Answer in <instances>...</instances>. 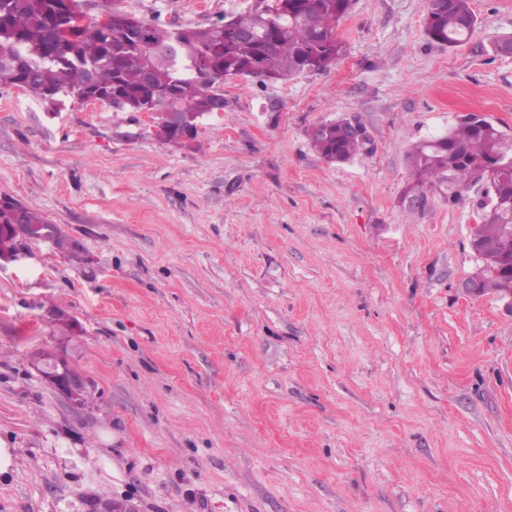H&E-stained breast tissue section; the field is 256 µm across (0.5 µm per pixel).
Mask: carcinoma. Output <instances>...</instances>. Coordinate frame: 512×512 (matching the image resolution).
Wrapping results in <instances>:
<instances>
[{
  "label": "carcinoma",
  "mask_w": 512,
  "mask_h": 512,
  "mask_svg": "<svg viewBox=\"0 0 512 512\" xmlns=\"http://www.w3.org/2000/svg\"><path fill=\"white\" fill-rule=\"evenodd\" d=\"M351 5L352 0H288V8L274 16L251 10L203 28L170 29L141 21L136 40L127 37L126 17L115 15L107 31L94 21H73L62 40L65 0H0V86L20 87L46 101L55 90L81 98L89 80L93 90L112 94L114 106L136 112L141 103L173 104L195 120L211 112L212 87L227 76L271 79L330 68L344 52L336 23ZM476 23L471 0H429L425 33L433 43L459 46ZM308 138L330 163L352 160L369 144L367 136L350 135L337 124L310 130ZM496 158H512V138L485 118L460 116L448 134L409 153L415 182L407 195L436 187L456 203L471 186L484 183L490 203L483 206L477 243L507 257L512 254V167L488 171ZM17 224L37 232L48 221L24 205L16 212L0 208L1 242L19 239ZM53 245L85 261L59 228ZM470 280L483 294H498L506 286L488 258Z\"/></svg>",
  "instance_id": "1"
}]
</instances>
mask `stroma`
Returning <instances> with one entry per match:
<instances>
[{"mask_svg": "<svg viewBox=\"0 0 512 512\" xmlns=\"http://www.w3.org/2000/svg\"><path fill=\"white\" fill-rule=\"evenodd\" d=\"M82 2L177 29L263 0ZM427 5L353 0L333 67L226 78L190 146L142 112L0 87V194L85 256L0 265V512H512V314L462 292L486 187L403 203L408 152L457 116L512 136V56L492 50L512 0H472L452 48ZM336 118L369 153H316L308 129ZM39 351L88 382L83 408Z\"/></svg>", "mask_w": 512, "mask_h": 512, "instance_id": "1", "label": "stroma"}]
</instances>
